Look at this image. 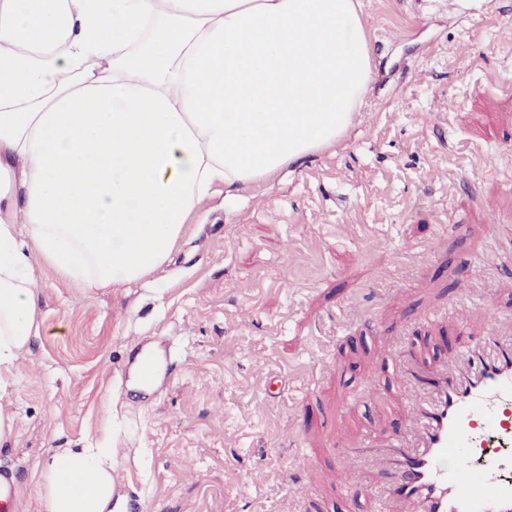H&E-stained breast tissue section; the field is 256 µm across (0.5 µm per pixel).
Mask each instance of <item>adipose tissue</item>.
I'll use <instances>...</instances> for the list:
<instances>
[{"label": "adipose tissue", "instance_id": "1", "mask_svg": "<svg viewBox=\"0 0 512 512\" xmlns=\"http://www.w3.org/2000/svg\"><path fill=\"white\" fill-rule=\"evenodd\" d=\"M374 80L360 0H0V390L39 332L35 266L120 287L197 203L321 152ZM43 512H122L112 454L58 448Z\"/></svg>", "mask_w": 512, "mask_h": 512}]
</instances>
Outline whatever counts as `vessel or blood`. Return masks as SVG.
I'll use <instances>...</instances> for the list:
<instances>
[{
  "instance_id": "1",
  "label": "vessel or blood",
  "mask_w": 512,
  "mask_h": 512,
  "mask_svg": "<svg viewBox=\"0 0 512 512\" xmlns=\"http://www.w3.org/2000/svg\"><path fill=\"white\" fill-rule=\"evenodd\" d=\"M474 313L481 331L458 369L414 372L427 395L408 402L403 431L382 443L377 485L401 512H512V342L493 306Z\"/></svg>"
}]
</instances>
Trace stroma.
<instances>
[{"label": "stroma", "instance_id": "stroma-1", "mask_svg": "<svg viewBox=\"0 0 512 512\" xmlns=\"http://www.w3.org/2000/svg\"><path fill=\"white\" fill-rule=\"evenodd\" d=\"M375 79L350 134L241 191L216 186L168 261L120 288L43 266L40 330L5 391L0 473L40 512L54 448L118 449L145 512H377L350 445L396 434L383 357L448 368L493 305L512 336V0H361ZM163 366L149 389L132 357ZM377 385L368 395V385Z\"/></svg>", "mask_w": 512, "mask_h": 512}]
</instances>
